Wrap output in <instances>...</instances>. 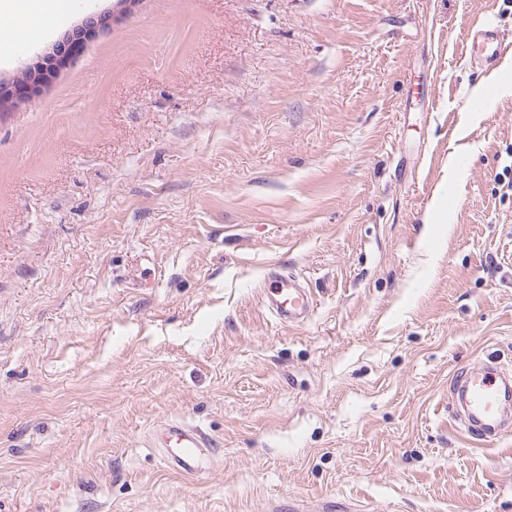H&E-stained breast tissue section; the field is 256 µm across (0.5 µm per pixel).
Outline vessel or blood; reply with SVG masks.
<instances>
[{"label":"vessel or blood","instance_id":"vessel-or-blood-1","mask_svg":"<svg viewBox=\"0 0 512 512\" xmlns=\"http://www.w3.org/2000/svg\"><path fill=\"white\" fill-rule=\"evenodd\" d=\"M471 59L488 65L512 53V41H505L490 21L473 24L463 44ZM262 301L278 323L291 327L305 323L314 311V299L290 271L270 266L262 290ZM454 422L471 435L501 437L512 427V377L496 361L462 372L452 388ZM155 447L161 448L163 464L181 475L199 476L206 458L213 456L217 442L199 427L168 421L153 433Z\"/></svg>","mask_w":512,"mask_h":512}]
</instances>
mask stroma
<instances>
[{
	"label": "stroma",
	"instance_id": "obj_1",
	"mask_svg": "<svg viewBox=\"0 0 512 512\" xmlns=\"http://www.w3.org/2000/svg\"><path fill=\"white\" fill-rule=\"evenodd\" d=\"M512 0H140L0 121V512H512ZM11 77L64 34L17 15ZM317 308L280 325L265 270ZM218 443L192 480L150 434ZM463 48L471 59L493 65L503 56L511 54L512 41L505 42L489 20H481L468 30ZM454 422L467 434L500 438L510 427L511 379L497 361L462 372L452 388Z\"/></svg>",
	"mask_w": 512,
	"mask_h": 512
}]
</instances>
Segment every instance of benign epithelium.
I'll list each match as a JSON object with an SVG mask.
<instances>
[{
    "label": "benign epithelium",
    "mask_w": 512,
    "mask_h": 512,
    "mask_svg": "<svg viewBox=\"0 0 512 512\" xmlns=\"http://www.w3.org/2000/svg\"><path fill=\"white\" fill-rule=\"evenodd\" d=\"M136 0H114L112 8L101 11L96 17L78 25L62 40L52 45L51 51L41 54L10 79L0 81V117L14 108L16 103L31 93H40L51 77L75 56V46L84 42L86 36L108 32L129 13V7Z\"/></svg>",
    "instance_id": "1"
}]
</instances>
